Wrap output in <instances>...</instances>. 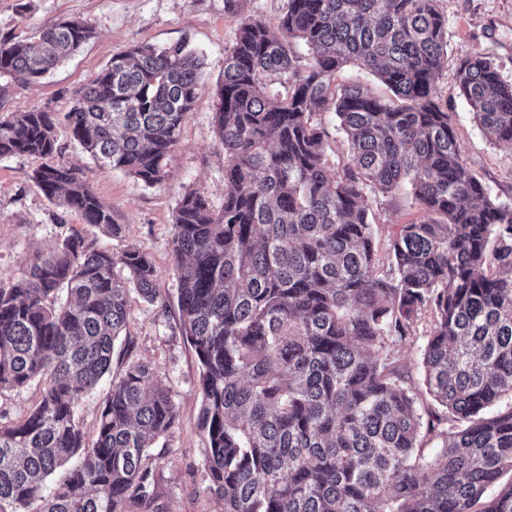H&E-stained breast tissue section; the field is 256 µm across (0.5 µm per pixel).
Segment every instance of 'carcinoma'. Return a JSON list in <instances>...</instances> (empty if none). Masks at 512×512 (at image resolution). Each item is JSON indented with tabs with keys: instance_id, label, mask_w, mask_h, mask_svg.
Masks as SVG:
<instances>
[{
	"instance_id": "1",
	"label": "carcinoma",
	"mask_w": 512,
	"mask_h": 512,
	"mask_svg": "<svg viewBox=\"0 0 512 512\" xmlns=\"http://www.w3.org/2000/svg\"><path fill=\"white\" fill-rule=\"evenodd\" d=\"M93 34L68 19L35 44L1 39L0 79L36 84ZM446 34L438 0H288L279 34L247 18L224 57L213 116L224 206L184 191L171 238L224 512H512V203L471 173L436 92ZM350 63L396 101L334 87ZM203 66L186 39L117 54L64 115L1 117L0 158L57 152L63 122L101 169L159 185ZM457 77L483 134L511 144L512 84L496 60L466 54ZM274 78L286 95L271 93ZM330 110L348 145L337 172L313 119ZM33 179L85 223L121 232L76 168L44 166ZM404 187L427 220L399 225L384 263L366 190ZM133 289L160 297L145 253L78 235L0 277V391L42 384L27 414L0 421V512H164L150 448L177 409L150 367L132 363L112 382L92 443L75 420L111 372ZM426 315L422 392L397 346ZM428 435L441 444L434 457Z\"/></svg>"
}]
</instances>
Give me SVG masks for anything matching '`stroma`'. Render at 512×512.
<instances>
[{"label": "stroma", "instance_id": "1", "mask_svg": "<svg viewBox=\"0 0 512 512\" xmlns=\"http://www.w3.org/2000/svg\"><path fill=\"white\" fill-rule=\"evenodd\" d=\"M438 5L447 20L449 62L435 80L437 93L452 116L468 168L490 195L512 200V145L490 141L482 133L459 94L455 64L466 54H488L497 60L503 80L512 82V0H439ZM286 8L287 0H239L233 8L227 0H0V39L29 41L41 28L72 18L89 21L95 31L75 56L40 83L11 79L0 116L36 109L68 112L107 61L134 45L163 47L186 38L204 60L196 103L167 158L170 176L162 184L148 186L125 172L100 169L63 124L56 128L59 153L0 158V276L18 274L37 255L72 235L115 253L137 247L155 265L160 301L150 303L130 292L126 333L115 342L112 371L80 400L75 417L86 438L94 439L113 380L129 364L151 366L178 411L175 425L152 450L156 488L167 512H224L223 501L210 489L205 465L208 441L199 424L198 363L180 328L171 247L173 212L187 189L208 196L214 208L223 206L224 149L213 114L219 105L224 56L244 17L262 18L275 28ZM46 164L78 168L100 199L111 205L121 233L103 235L77 213L49 201L33 179L34 171ZM367 203L375 216V240L382 257L397 225L424 218L399 196L371 193Z\"/></svg>", "mask_w": 512, "mask_h": 512}]
</instances>
